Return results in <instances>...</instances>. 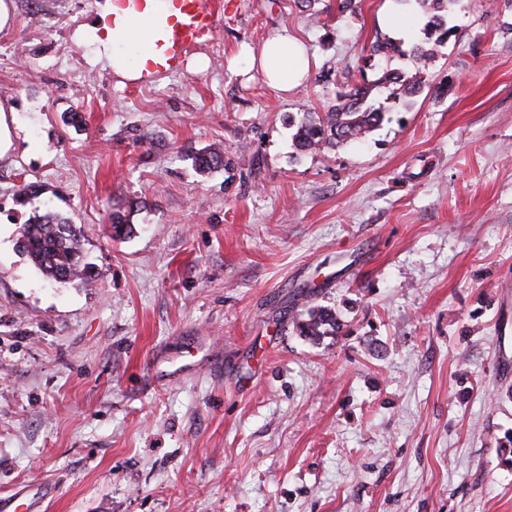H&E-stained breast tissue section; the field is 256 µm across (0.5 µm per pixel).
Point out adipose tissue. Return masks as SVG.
I'll use <instances>...</instances> for the list:
<instances>
[{"instance_id":"ef3b65f1","label":"adipose tissue","mask_w":512,"mask_h":512,"mask_svg":"<svg viewBox=\"0 0 512 512\" xmlns=\"http://www.w3.org/2000/svg\"><path fill=\"white\" fill-rule=\"evenodd\" d=\"M169 14L167 0H104L89 29L96 43L93 63L103 64L124 82L150 74L154 51L149 44ZM247 70L260 73L281 93L301 87L310 71V59L299 39L278 31L256 47H245Z\"/></svg>"}]
</instances>
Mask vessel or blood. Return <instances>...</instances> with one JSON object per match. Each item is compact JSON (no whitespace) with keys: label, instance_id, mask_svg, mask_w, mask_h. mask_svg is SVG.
Returning <instances> with one entry per match:
<instances>
[{"label":"vessel or blood","instance_id":"1","mask_svg":"<svg viewBox=\"0 0 512 512\" xmlns=\"http://www.w3.org/2000/svg\"><path fill=\"white\" fill-rule=\"evenodd\" d=\"M171 13L156 42L159 67L175 66L181 52L212 31L218 15L216 0H170Z\"/></svg>","mask_w":512,"mask_h":512}]
</instances>
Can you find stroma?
Here are the masks:
<instances>
[{
  "mask_svg": "<svg viewBox=\"0 0 512 512\" xmlns=\"http://www.w3.org/2000/svg\"><path fill=\"white\" fill-rule=\"evenodd\" d=\"M0 100V497L36 512H512V0H461L439 55L367 60L385 0H224L176 67L119 84L78 39L99 0H13ZM312 53L289 93L241 43ZM363 67L380 127L298 152ZM421 73L406 106L384 71ZM82 116L66 124L67 113ZM222 147L228 166L192 157ZM36 193L22 195L24 185ZM142 202L115 241L106 214ZM53 208L97 271L53 284L15 250ZM334 308L341 336L293 320ZM195 168L201 173H209L215 169L224 167L228 162L224 159V152L221 147H213L204 151L196 152L193 157Z\"/></svg>",
  "mask_w": 512,
  "mask_h": 512,
  "instance_id": "1",
  "label": "stroma"
}]
</instances>
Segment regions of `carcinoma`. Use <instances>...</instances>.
I'll return each mask as SVG.
<instances>
[{
	"label": "carcinoma",
	"instance_id": "obj_1",
	"mask_svg": "<svg viewBox=\"0 0 512 512\" xmlns=\"http://www.w3.org/2000/svg\"><path fill=\"white\" fill-rule=\"evenodd\" d=\"M428 18L427 41L411 47L408 57L417 64L437 55L452 36L448 16L460 0H414ZM398 50V46L386 38H376L370 44L368 58H385ZM341 91L336 103L325 112H306L296 123L293 135L295 147L307 152L320 147H340L358 141L384 120L385 112L368 102L372 88L364 83L352 66H345L336 73ZM382 83L392 87L390 96L405 105L423 90V80L402 71L388 70ZM195 168L209 173L224 167L227 162L219 147L199 151L193 155ZM133 210L119 206L108 216L112 239L121 240L134 232L130 221ZM81 228L59 212L47 209L36 212L21 225L17 238V249L47 280L60 284L87 282L95 277L90 263L84 259L81 247ZM298 334L315 342L323 336H338L343 323L335 309L316 306L308 309L294 320Z\"/></svg>",
	"mask_w": 512,
	"mask_h": 512
}]
</instances>
